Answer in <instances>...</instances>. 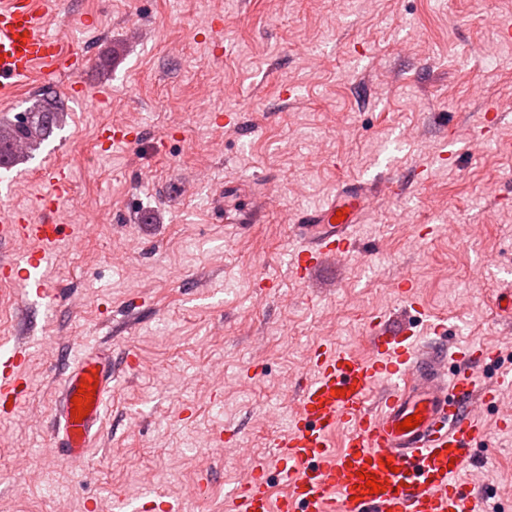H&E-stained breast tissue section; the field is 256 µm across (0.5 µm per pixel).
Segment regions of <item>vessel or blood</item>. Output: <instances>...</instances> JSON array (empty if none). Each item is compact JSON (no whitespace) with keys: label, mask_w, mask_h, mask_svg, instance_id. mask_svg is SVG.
Returning a JSON list of instances; mask_svg holds the SVG:
<instances>
[{"label":"vessel or blood","mask_w":512,"mask_h":512,"mask_svg":"<svg viewBox=\"0 0 512 512\" xmlns=\"http://www.w3.org/2000/svg\"><path fill=\"white\" fill-rule=\"evenodd\" d=\"M52 0H0V92L26 82L36 72L66 70L81 101L98 100L80 75L85 58L64 53L50 34L46 15ZM47 190L38 212L0 210V239L28 241L25 252L0 260V281L32 285L35 296L47 286L45 269L64 238L48 222L70 192V174L40 170ZM378 183L358 182L339 189L320 207L298 214L293 230L291 272L303 278L327 258L349 255L352 228L361 223L365 202ZM370 358L328 342L314 354V376L306 381L288 430L272 446V467H257L231 493L232 512H488L483 494L468 477L469 451L484 438L481 413L500 386L488 383L481 367L492 358L483 347L443 352L417 347L409 328L370 325ZM23 347L0 344V401L17 398L23 386ZM115 370L112 353L101 347L81 351L61 381L55 407L53 442L59 456L82 463L105 416ZM94 384L83 419L72 413L81 383ZM384 387L378 408H370L375 384ZM417 427L400 430L408 416ZM374 475L383 490L370 494L364 478Z\"/></svg>","instance_id":"vessel-or-blood-1"}]
</instances>
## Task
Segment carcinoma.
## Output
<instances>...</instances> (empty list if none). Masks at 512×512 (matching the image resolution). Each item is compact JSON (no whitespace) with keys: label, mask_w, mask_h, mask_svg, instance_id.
<instances>
[{"label":"carcinoma","mask_w":512,"mask_h":512,"mask_svg":"<svg viewBox=\"0 0 512 512\" xmlns=\"http://www.w3.org/2000/svg\"><path fill=\"white\" fill-rule=\"evenodd\" d=\"M30 117L25 121L0 123V166L16 158L13 147L21 143L34 151L41 141L47 139L60 122L62 108L51 97H43L29 108Z\"/></svg>","instance_id":"carcinoma-1"}]
</instances>
